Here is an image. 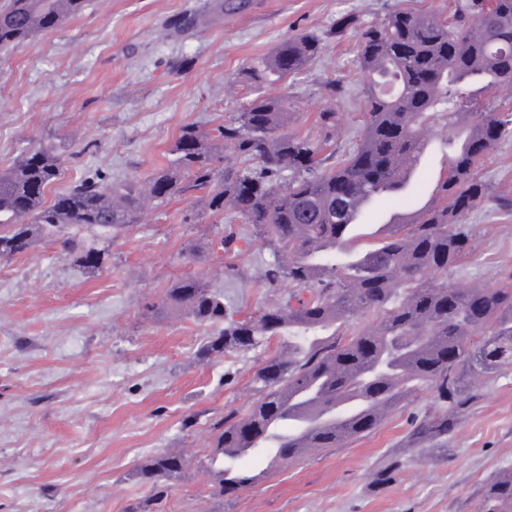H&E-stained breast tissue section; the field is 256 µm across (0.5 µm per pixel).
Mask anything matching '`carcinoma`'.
Instances as JSON below:
<instances>
[{"instance_id": "1", "label": "carcinoma", "mask_w": 512, "mask_h": 512, "mask_svg": "<svg viewBox=\"0 0 512 512\" xmlns=\"http://www.w3.org/2000/svg\"><path fill=\"white\" fill-rule=\"evenodd\" d=\"M85 0H0V49L24 43L82 13ZM197 16L172 19L184 35ZM357 34L358 65L368 74L358 140L336 147V113L315 114L317 136L291 130L288 97L257 95L241 112L206 132L184 125L168 151V165L140 186L114 184L93 174L48 204L33 194L61 174L54 148L26 153L0 174V258L29 249L34 234L77 249V231L110 238L135 222L149 200L161 206L192 191L204 192L209 213L232 211L249 226L248 240L270 252L263 281L288 297L242 320L224 306V292L200 278L175 280L162 306L183 310L200 325H214L205 355L254 350L274 336L288 346L265 357L253 375L259 397L214 426L213 459L228 448H278L280 461L309 449L334 448L380 426L413 392L429 387L441 412L419 422L405 439L423 448L448 438L475 389L512 368V283L454 288L437 278L471 256L466 216L492 197L512 211V196L494 193L483 176L494 147L512 139V113L488 98L468 112L472 86L512 84V0H475L463 12L441 16L408 9L367 24L345 14L330 29ZM322 50L320 39L298 35L245 71L260 87L290 78ZM471 141L439 181L438 195L413 222H402L375 244L353 246L348 213L360 195L393 192L407 184L424 134L462 125ZM234 231L210 243L235 253ZM282 420L280 434L265 432ZM180 456L161 452L144 470L156 483L177 477ZM215 489L245 488L223 471ZM478 512H512V471L482 493Z\"/></svg>"}]
</instances>
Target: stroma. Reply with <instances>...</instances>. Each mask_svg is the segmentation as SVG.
<instances>
[{
    "mask_svg": "<svg viewBox=\"0 0 512 512\" xmlns=\"http://www.w3.org/2000/svg\"><path fill=\"white\" fill-rule=\"evenodd\" d=\"M88 0L84 11L23 44L0 49V171L34 147H55L66 162L46 201L99 172L145 181L167 163L180 128L211 129L239 112L254 89L242 70L299 34L323 49L297 76L265 86L289 96L296 129L316 134L314 115L336 113V142L353 146L363 78L353 34L328 37L338 16L377 23L394 10L442 15L462 0ZM197 12L189 35L168 32ZM344 82L343 95L325 90ZM422 160L405 194L367 212L357 232L373 242L385 214L418 206L439 174ZM472 255L448 282L512 281V211L487 201L467 217ZM234 212L213 216L185 195L139 217L105 241L98 269L75 265L61 245L35 240L0 259V512H477L484 486L512 470V369L493 374L455 422L442 448L403 441L440 407L423 389L373 432L270 471L265 481L225 498L210 475L212 425L251 404L262 349L201 358L208 327L161 307L172 281L198 276L224 302L253 315L287 293L265 287L266 250L234 257L209 249ZM167 452L187 466L152 484L141 471Z\"/></svg>",
    "mask_w": 512,
    "mask_h": 512,
    "instance_id": "stroma-1",
    "label": "stroma"
}]
</instances>
